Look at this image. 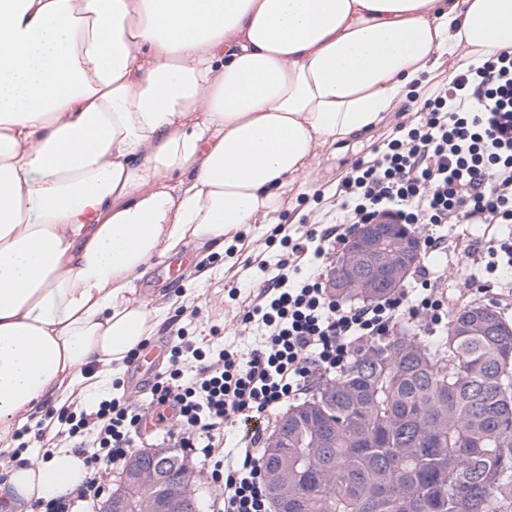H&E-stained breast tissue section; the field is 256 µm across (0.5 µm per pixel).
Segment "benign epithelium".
<instances>
[{"label": "benign epithelium", "mask_w": 512, "mask_h": 512, "mask_svg": "<svg viewBox=\"0 0 512 512\" xmlns=\"http://www.w3.org/2000/svg\"><path fill=\"white\" fill-rule=\"evenodd\" d=\"M391 224L389 216L380 215L368 224L357 226L343 262L329 280V288L348 293L354 288L368 291L401 285L419 258V243L415 237L399 232L389 247H383V229ZM146 460L152 461L154 467L145 468ZM266 477L273 490L274 512H288V480L283 472L274 468ZM191 483L188 467L169 456V450L158 446L144 448L126 461L123 489L111 494L100 512H186V492ZM146 486L159 487L163 494L139 497L136 491Z\"/></svg>", "instance_id": "1"}]
</instances>
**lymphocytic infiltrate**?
I'll return each mask as SVG.
<instances>
[{"mask_svg": "<svg viewBox=\"0 0 512 512\" xmlns=\"http://www.w3.org/2000/svg\"><path fill=\"white\" fill-rule=\"evenodd\" d=\"M341 222L318 231L273 229L284 247L260 262L263 287L240 328H260L259 344L233 346L177 331L169 365L150 391L180 425L178 447L199 458L207 480L224 489L217 512H270L259 433L226 461L224 427L263 418L303 394L308 380L338 375L353 352L390 335L397 320L423 322L429 332L448 324L450 304L440 273L423 271L419 286L370 305H344L327 292L322 271L302 273L300 259L327 263L353 225L386 213L400 224L423 225L425 252L444 249V227L512 224V52L468 65L439 86L418 121L400 127L375 158L358 160L337 193ZM58 442L77 441L87 476L71 492L34 503L36 512H74L95 504L104 476L131 455L142 416L124 396H109L89 413L61 412Z\"/></svg>", "mask_w": 512, "mask_h": 512, "instance_id": "f902f5d3", "label": "lymphocytic infiltrate"}]
</instances>
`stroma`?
<instances>
[{
  "mask_svg": "<svg viewBox=\"0 0 512 512\" xmlns=\"http://www.w3.org/2000/svg\"><path fill=\"white\" fill-rule=\"evenodd\" d=\"M421 100L410 98L400 107L385 115L383 120L367 135L349 144L326 145L314 164L305 184L293 188L282 196L280 205L271 215V221L250 232V245L231 252H215L209 247L188 245L192 261L182 265L177 272V287L151 289L168 258H157L150 269L137 282L138 293L149 292L166 308L164 319L153 331L154 336H168L178 329H185L192 336H218L236 343L242 352H250L254 338L240 335L239 326L244 309L255 298L247 271L246 260L269 258L271 249L267 238L275 224L322 225L336 213V186L349 172L356 159L367 158L372 150L395 132L399 124L414 121ZM485 227L481 224H462L448 233V247L430 256L432 269H444L448 279L443 284L452 307L476 301L496 305L501 314L512 321V296H505V289L512 287V273L498 278L492 290L479 291L469 276L479 270V253L473 244L480 240ZM211 271L205 287H198L195 277L201 271Z\"/></svg>",
  "mask_w": 512,
  "mask_h": 512,
  "instance_id": "35a3bbf8",
  "label": "stroma"
}]
</instances>
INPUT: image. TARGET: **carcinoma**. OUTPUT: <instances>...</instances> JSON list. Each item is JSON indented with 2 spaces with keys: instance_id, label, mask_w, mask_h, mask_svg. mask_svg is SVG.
<instances>
[{
  "instance_id": "1",
  "label": "carcinoma",
  "mask_w": 512,
  "mask_h": 512,
  "mask_svg": "<svg viewBox=\"0 0 512 512\" xmlns=\"http://www.w3.org/2000/svg\"><path fill=\"white\" fill-rule=\"evenodd\" d=\"M490 305L448 315L437 336L403 324L282 414L298 512H512V323Z\"/></svg>"
}]
</instances>
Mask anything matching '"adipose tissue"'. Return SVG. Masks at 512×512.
<instances>
[{"label":"adipose tissue","mask_w":512,"mask_h":512,"mask_svg":"<svg viewBox=\"0 0 512 512\" xmlns=\"http://www.w3.org/2000/svg\"><path fill=\"white\" fill-rule=\"evenodd\" d=\"M512 51V0H0V447L106 393L163 315L154 258L262 224L320 150L456 55ZM14 467L15 512L79 485Z\"/></svg>","instance_id":"adipose-tissue-1"}]
</instances>
